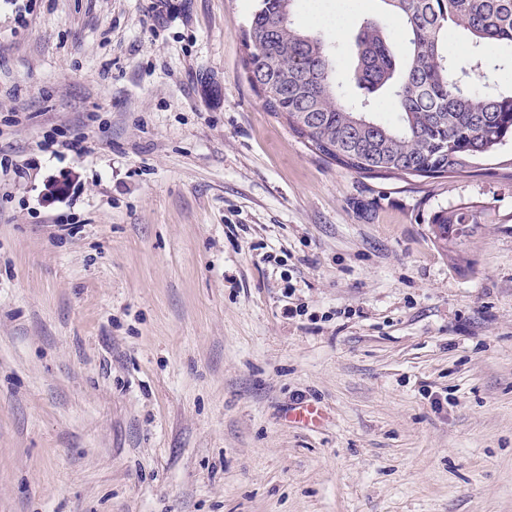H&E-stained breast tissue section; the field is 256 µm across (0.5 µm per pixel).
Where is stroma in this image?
Here are the masks:
<instances>
[{"label":"stroma","mask_w":512,"mask_h":512,"mask_svg":"<svg viewBox=\"0 0 512 512\" xmlns=\"http://www.w3.org/2000/svg\"><path fill=\"white\" fill-rule=\"evenodd\" d=\"M257 6L0 0V512H512V144L323 160L246 78ZM313 16L363 98L355 34L398 21ZM462 203L466 268L430 231Z\"/></svg>","instance_id":"obj_1"}]
</instances>
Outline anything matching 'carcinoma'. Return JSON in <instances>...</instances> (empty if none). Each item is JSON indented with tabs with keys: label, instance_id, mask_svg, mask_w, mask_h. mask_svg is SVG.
<instances>
[{
	"label": "carcinoma",
	"instance_id": "cac0c4a2",
	"mask_svg": "<svg viewBox=\"0 0 512 512\" xmlns=\"http://www.w3.org/2000/svg\"><path fill=\"white\" fill-rule=\"evenodd\" d=\"M299 0H260L243 32V66L270 112L310 150L358 173L444 178L512 143V86L477 89L473 76L497 70L490 49L512 46V0H380L403 24V42L373 22L355 36L357 83L386 92L396 118L385 120L371 98L339 99L332 46L295 22ZM468 36L465 58L448 52V33ZM474 223L470 207L434 216V239L449 259Z\"/></svg>",
	"mask_w": 512,
	"mask_h": 512
}]
</instances>
